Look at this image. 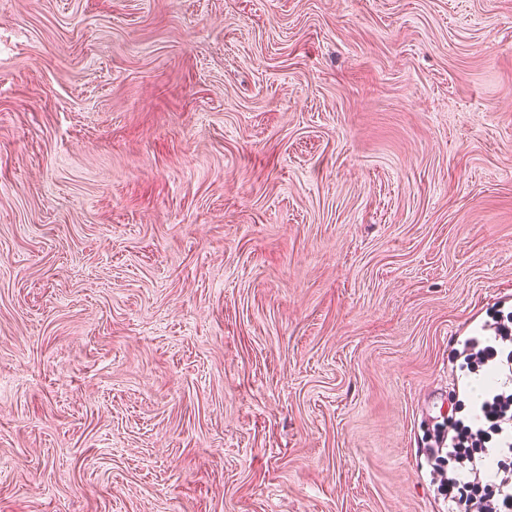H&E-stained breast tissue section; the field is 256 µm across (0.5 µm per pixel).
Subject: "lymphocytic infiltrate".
<instances>
[{
  "instance_id": "lymphocytic-infiltrate-1",
  "label": "lymphocytic infiltrate",
  "mask_w": 512,
  "mask_h": 512,
  "mask_svg": "<svg viewBox=\"0 0 512 512\" xmlns=\"http://www.w3.org/2000/svg\"><path fill=\"white\" fill-rule=\"evenodd\" d=\"M497 337L471 336L461 355L468 373L481 376L485 393L470 421L456 420L448 439L454 466L446 479L448 502L466 495L468 512H512V471L502 470L499 457L512 453V378L502 379L503 364H512V349L498 362V346H512V312L493 318Z\"/></svg>"
}]
</instances>
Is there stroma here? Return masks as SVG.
I'll use <instances>...</instances> for the list:
<instances>
[{"mask_svg":"<svg viewBox=\"0 0 512 512\" xmlns=\"http://www.w3.org/2000/svg\"><path fill=\"white\" fill-rule=\"evenodd\" d=\"M512 308V0H0V512H448Z\"/></svg>","mask_w":512,"mask_h":512,"instance_id":"1","label":"stroma"}]
</instances>
